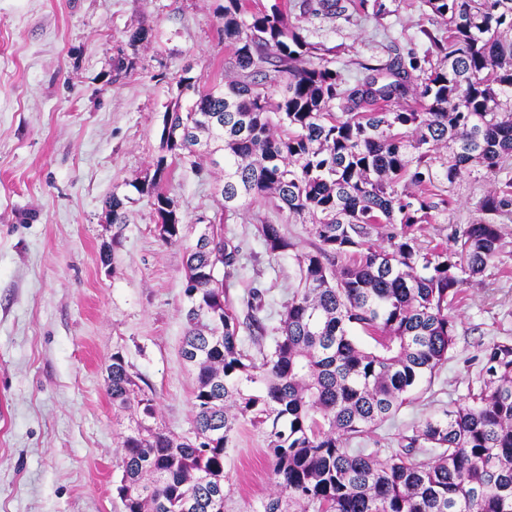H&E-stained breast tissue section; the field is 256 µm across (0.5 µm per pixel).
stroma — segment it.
<instances>
[{
    "mask_svg": "<svg viewBox=\"0 0 512 512\" xmlns=\"http://www.w3.org/2000/svg\"><path fill=\"white\" fill-rule=\"evenodd\" d=\"M383 22H346L288 10L308 40L336 48V66L360 63L391 45L420 48L422 0H384ZM218 0H0V512H123L115 464L133 411L113 408L107 367L121 353L154 400L155 422L193 430L195 374L180 348L185 334L188 249L207 224L242 247L224 280L237 315L249 289L263 292L265 331L241 328L244 349L271 346L282 305L299 283L294 255L271 257L256 237L281 225L298 251L312 248L308 222L258 199L225 212L224 176L208 155L173 161L163 183L178 204L183 237L164 241L136 184L150 180L168 149L162 115L187 107L178 90L190 74L205 90L227 80L232 54L214 11ZM137 29L146 42L130 44ZM493 182L476 176L450 190L452 204L418 234L422 247L454 245L478 217ZM126 195L128 222L114 234L105 202ZM482 277L451 312L455 343L418 400L365 439L382 455L427 415L464 401L479 386L484 349L512 341V216ZM224 512H260L276 489L261 427L241 421L224 462Z\"/></svg>",
    "mask_w": 512,
    "mask_h": 512,
    "instance_id": "1",
    "label": "stroma"
}]
</instances>
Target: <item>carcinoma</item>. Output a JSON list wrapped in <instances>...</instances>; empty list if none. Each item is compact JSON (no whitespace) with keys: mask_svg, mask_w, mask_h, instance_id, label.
Listing matches in <instances>:
<instances>
[{"mask_svg":"<svg viewBox=\"0 0 512 512\" xmlns=\"http://www.w3.org/2000/svg\"><path fill=\"white\" fill-rule=\"evenodd\" d=\"M444 32L420 28L423 56L393 44L387 60L360 64L350 82L334 50L308 41L279 6L249 11L224 0L216 17L233 47L235 79L199 95L190 109L163 114L162 138L177 156L223 152L224 209L274 195L290 216L308 214L314 249L298 255V287L283 305L274 346L248 354L241 323L217 271L235 269L240 246L208 224L185 267L182 359L196 371L193 435L149 423L152 398L124 357L112 354V406L142 418L124 437L116 466L124 512H224V457L240 421L265 429L277 492L261 512H512V342L483 354L468 401L426 416L399 450L352 448L395 418L448 361L455 322L448 308L496 258L498 218L512 215V181L479 202L481 216L461 250L422 249L415 236L451 204L434 201L475 172L494 177L512 159V0H424ZM301 13L376 21L369 0H301ZM414 105L405 106L407 98ZM443 146L451 149L433 169ZM167 159L135 186L172 242L183 227L163 190ZM126 201H106L116 229ZM393 232L378 247L372 233ZM266 253L295 249L278 224L257 225ZM263 292L249 291V326ZM363 332L372 344L354 336Z\"/></svg>","mask_w":512,"mask_h":512,"instance_id":"obj_1","label":"carcinoma"}]
</instances>
